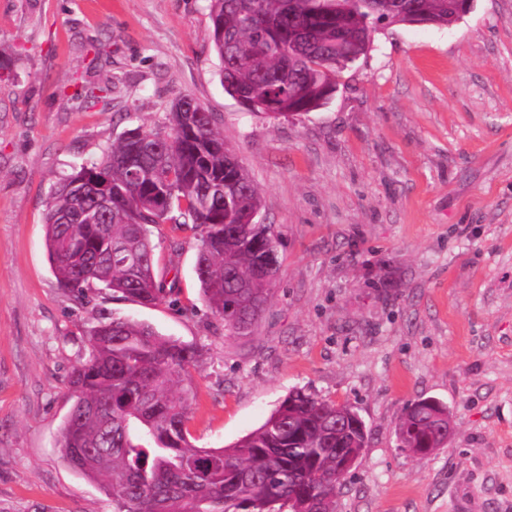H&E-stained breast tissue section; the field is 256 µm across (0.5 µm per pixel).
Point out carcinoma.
Wrapping results in <instances>:
<instances>
[{
	"mask_svg": "<svg viewBox=\"0 0 512 512\" xmlns=\"http://www.w3.org/2000/svg\"><path fill=\"white\" fill-rule=\"evenodd\" d=\"M462 0H210L213 48L228 95L252 114L269 103L274 119L324 105L328 88L373 44L378 26L411 17L452 19ZM111 89L78 91L91 106ZM170 132L126 130L98 162L73 171L49 197L46 249L59 287L77 298L104 288L151 305L178 291V276L155 273L149 226L192 224L199 231L196 275L202 297L224 328L239 336L240 313L257 321L276 284L277 240L257 188L212 115L189 97L169 112ZM142 148L141 174L127 165ZM69 385L75 401L58 450L74 471L101 479L116 512H282L311 496L336 512L338 448H364L365 424L349 407L302 389L264 422L225 448H199L186 427L189 390L174 378L199 351L149 324L102 320ZM435 399L411 403L397 427L402 447L427 448L439 435Z\"/></svg>",
	"mask_w": 512,
	"mask_h": 512,
	"instance_id": "carcinoma-1",
	"label": "carcinoma"
}]
</instances>
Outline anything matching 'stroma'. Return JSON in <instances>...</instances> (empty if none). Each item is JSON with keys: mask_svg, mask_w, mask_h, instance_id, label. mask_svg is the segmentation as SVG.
Masks as SVG:
<instances>
[{"mask_svg": "<svg viewBox=\"0 0 512 512\" xmlns=\"http://www.w3.org/2000/svg\"><path fill=\"white\" fill-rule=\"evenodd\" d=\"M209 0H0V512H113L55 439L87 330L130 317L194 346L187 428L221 448L294 390L353 407L369 432L336 512H512V0L451 27L381 26L324 107L266 119L229 96ZM111 86L107 108L75 91ZM211 112L257 187L281 263L252 336L196 280L198 233L156 225L175 302L77 299L50 270L48 198L173 101ZM445 403L454 434L400 446L407 405Z\"/></svg>", "mask_w": 512, "mask_h": 512, "instance_id": "obj_1", "label": "stroma"}]
</instances>
